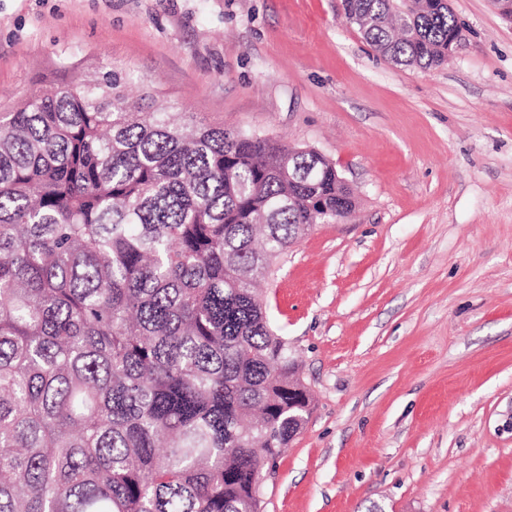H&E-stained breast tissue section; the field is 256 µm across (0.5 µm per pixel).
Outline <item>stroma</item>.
<instances>
[{
    "instance_id": "obj_1",
    "label": "stroma",
    "mask_w": 512,
    "mask_h": 512,
    "mask_svg": "<svg viewBox=\"0 0 512 512\" xmlns=\"http://www.w3.org/2000/svg\"><path fill=\"white\" fill-rule=\"evenodd\" d=\"M449 4L462 39L424 71L341 0H0V108L107 65L354 189L260 283L312 395L261 512H512V22Z\"/></svg>"
}]
</instances>
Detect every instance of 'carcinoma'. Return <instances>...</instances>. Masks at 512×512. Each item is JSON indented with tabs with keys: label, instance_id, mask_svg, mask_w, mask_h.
<instances>
[{
	"label": "carcinoma",
	"instance_id": "carcinoma-1",
	"mask_svg": "<svg viewBox=\"0 0 512 512\" xmlns=\"http://www.w3.org/2000/svg\"><path fill=\"white\" fill-rule=\"evenodd\" d=\"M342 0L429 70L448 0ZM101 67L0 111V512H259L310 414L257 280L353 193L312 148L131 100Z\"/></svg>",
	"mask_w": 512,
	"mask_h": 512
}]
</instances>
